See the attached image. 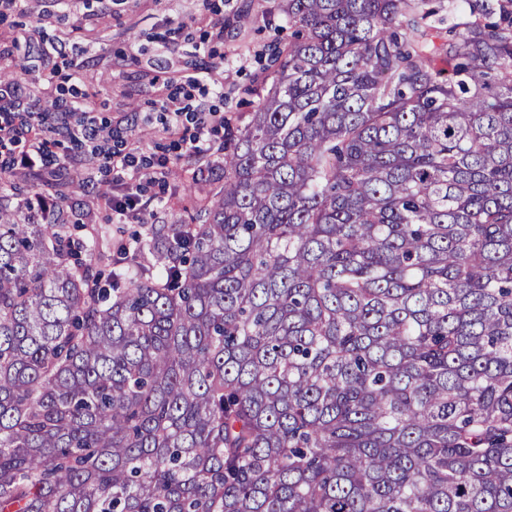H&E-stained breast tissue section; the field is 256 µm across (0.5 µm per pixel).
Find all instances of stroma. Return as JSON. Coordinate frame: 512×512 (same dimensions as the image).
Segmentation results:
<instances>
[{
  "label": "stroma",
  "instance_id": "1",
  "mask_svg": "<svg viewBox=\"0 0 512 512\" xmlns=\"http://www.w3.org/2000/svg\"><path fill=\"white\" fill-rule=\"evenodd\" d=\"M279 0H80L69 11L61 0H26L24 12L0 19V42L22 89L43 74L68 97L98 96V115L112 121V144L135 150L143 162L179 156L175 138L162 131L159 106L181 76L203 66L223 73L224 95L198 91L193 104L222 107L247 122L262 94L258 84L274 40L287 39ZM223 20V30L212 23ZM193 169L165 173L162 197L144 194L152 224H185L189 212L177 184Z\"/></svg>",
  "mask_w": 512,
  "mask_h": 512
}]
</instances>
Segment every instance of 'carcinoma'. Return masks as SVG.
Returning a JSON list of instances; mask_svg holds the SVG:
<instances>
[{"instance_id": "1", "label": "carcinoma", "mask_w": 512, "mask_h": 512, "mask_svg": "<svg viewBox=\"0 0 512 512\" xmlns=\"http://www.w3.org/2000/svg\"><path fill=\"white\" fill-rule=\"evenodd\" d=\"M280 0L188 224L0 195V512H512V0ZM440 4H444L445 8L436 17L433 18L431 23L433 26L431 31L433 35L432 39L437 45L445 43L446 39L448 38V24L456 21L452 18L448 19V0H430L429 7L437 9Z\"/></svg>"}]
</instances>
